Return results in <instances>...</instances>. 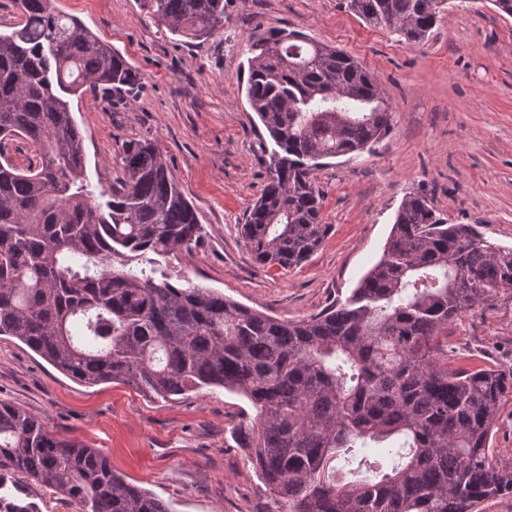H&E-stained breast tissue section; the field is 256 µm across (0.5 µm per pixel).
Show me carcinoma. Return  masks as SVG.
<instances>
[{"label": "carcinoma", "mask_w": 512, "mask_h": 512, "mask_svg": "<svg viewBox=\"0 0 512 512\" xmlns=\"http://www.w3.org/2000/svg\"><path fill=\"white\" fill-rule=\"evenodd\" d=\"M174 35L207 38L224 0H138ZM0 33V337L26 345L83 385L121 381L153 400L220 387L256 410L234 439L266 487V512H482L512 494V468L489 448L512 366L467 369L448 354V323L512 300V247L449 224L423 193L399 206L380 259L344 302L298 321L211 288L170 282L159 258L188 250L202 227L154 142L123 152L124 178L92 202L84 136L64 95L131 90L112 46L53 0H13ZM447 0H347L366 23L423 46ZM246 98L277 150L243 224L258 265L289 270L320 248L312 172L364 152L392 127L374 78L303 33L257 27ZM35 157L20 166L10 144ZM393 441L388 457L360 449ZM22 479L73 512H170L81 441L0 400V512H36Z\"/></svg>", "instance_id": "carcinoma-1"}]
</instances>
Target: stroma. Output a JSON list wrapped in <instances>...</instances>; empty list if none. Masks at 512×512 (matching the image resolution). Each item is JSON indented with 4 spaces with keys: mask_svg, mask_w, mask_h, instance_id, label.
<instances>
[{
    "mask_svg": "<svg viewBox=\"0 0 512 512\" xmlns=\"http://www.w3.org/2000/svg\"><path fill=\"white\" fill-rule=\"evenodd\" d=\"M345 2L224 0L223 28L191 41L148 19L137 0H54L138 76L133 90L89 88L70 99L94 191H111L124 176V149L149 139L195 207L199 242L162 262L172 282L279 319L311 317L352 293L381 256L400 202L417 192L448 223L477 225L512 247V17L489 0H450L414 49ZM260 22L344 50L393 110L390 132L371 151L314 171L332 230L288 272L257 265L238 232L262 193L272 147L245 96L248 36ZM448 344L462 367L512 364V301L455 318ZM0 399L44 418L53 436L101 449L172 512H265L266 488L234 442L237 422L255 414L241 396L206 388L155 402L119 381L85 386L5 337Z\"/></svg>",
    "mask_w": 512,
    "mask_h": 512,
    "instance_id": "35a3bbf8",
    "label": "stroma"
}]
</instances>
